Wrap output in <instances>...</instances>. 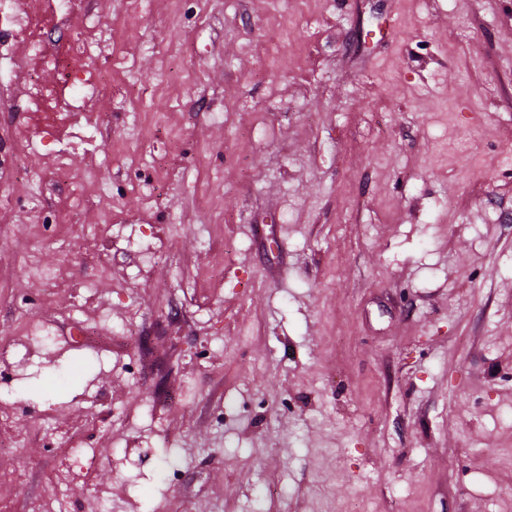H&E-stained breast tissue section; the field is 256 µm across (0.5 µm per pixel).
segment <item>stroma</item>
I'll use <instances>...</instances> for the list:
<instances>
[{
    "label": "stroma",
    "instance_id": "stroma-1",
    "mask_svg": "<svg viewBox=\"0 0 512 512\" xmlns=\"http://www.w3.org/2000/svg\"><path fill=\"white\" fill-rule=\"evenodd\" d=\"M100 15L80 112L0 60V512L56 508L40 423L76 512H512V0ZM39 434L42 440V446L47 452H58L62 451V453L73 460L76 463L77 460H86L91 464V459L89 458L92 449L91 448H77L73 445H67L64 442L65 436H59L54 430L49 427H44L39 430ZM68 446L69 448H62Z\"/></svg>",
    "mask_w": 512,
    "mask_h": 512
}]
</instances>
